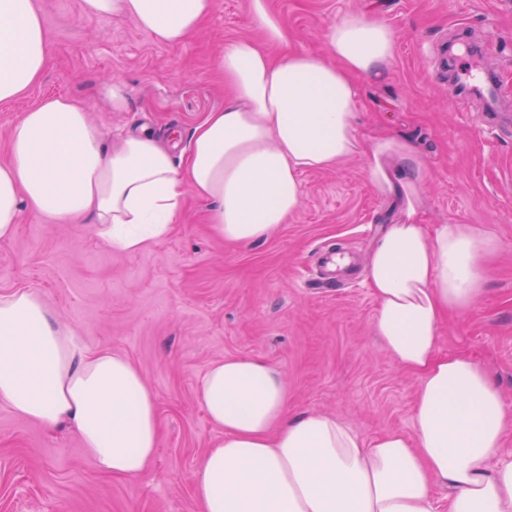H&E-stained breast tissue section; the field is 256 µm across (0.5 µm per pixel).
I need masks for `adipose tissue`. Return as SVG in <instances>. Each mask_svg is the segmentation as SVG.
<instances>
[{"instance_id": "obj_1", "label": "adipose tissue", "mask_w": 512, "mask_h": 512, "mask_svg": "<svg viewBox=\"0 0 512 512\" xmlns=\"http://www.w3.org/2000/svg\"><path fill=\"white\" fill-rule=\"evenodd\" d=\"M214 0H81L89 18L123 14L155 40L179 44ZM262 38H239L215 58L232 93L196 126L184 153L173 134L133 132L103 148L84 106L44 99L9 130L0 163V241L21 205L56 224L91 219L111 249L136 253L168 238L185 189L210 205L213 234L263 239L301 203L303 173L359 154L377 188L402 199L367 264L379 302L372 330L418 386L412 432L363 436L343 420L288 414V393L267 362H213L197 398L220 437L198 468L199 512H512V427L499 388L472 358L439 352L443 319L479 291L494 236L468 224L420 222L422 163L406 138L362 139L358 78L378 79L395 51L384 23L347 14L326 33L327 55L288 50L268 0H250ZM286 47L272 58L269 47ZM51 65L37 0H0V103L23 96ZM0 404L52 429L76 428L93 467L133 479L158 446L157 397L125 356L82 347L28 291L0 297Z\"/></svg>"}]
</instances>
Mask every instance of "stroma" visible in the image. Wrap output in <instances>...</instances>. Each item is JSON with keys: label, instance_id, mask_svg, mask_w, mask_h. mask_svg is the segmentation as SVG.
<instances>
[{"label": "stroma", "instance_id": "35a3bbf8", "mask_svg": "<svg viewBox=\"0 0 512 512\" xmlns=\"http://www.w3.org/2000/svg\"><path fill=\"white\" fill-rule=\"evenodd\" d=\"M52 64L23 97L0 104V163L11 124L50 96L86 105L104 144L147 125L187 137L223 108L216 53L258 38L249 0H214L186 42L154 40L122 15L89 19L81 0H38ZM291 46L326 54L325 34L354 13L388 25L396 52L386 75L364 80L356 103L362 138H411L423 164L421 221L489 230L498 249L481 291L439 329V350L480 363L512 406V136L488 134L487 109L512 114V0H270ZM467 30L469 58L492 70L495 99L459 101L448 39ZM121 80L128 111L112 109ZM302 202L286 224L249 245L215 239L208 206L186 193L174 232L128 254L105 247L92 224H54L22 209L16 235L0 241V295L32 291L54 322L86 348L126 356L157 395L158 452L136 479L99 474L79 436L0 405V512H198L196 470L219 437L197 399L207 367L251 357L277 368L291 414L337 416L368 437L410 432L418 380L373 336L378 302L367 261L399 206L373 184L362 156L304 173ZM340 246L355 280L320 290L306 281L321 252Z\"/></svg>", "mask_w": 512, "mask_h": 512}]
</instances>
